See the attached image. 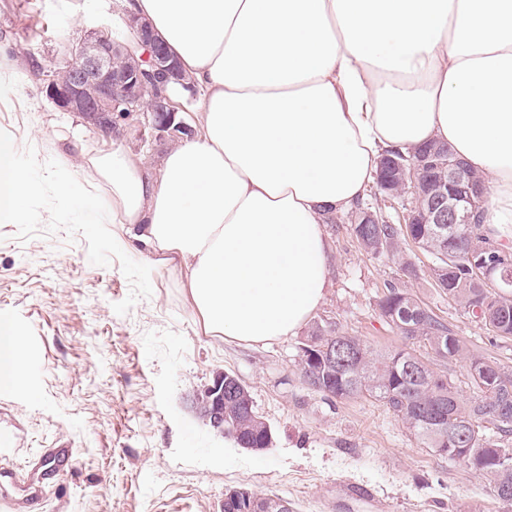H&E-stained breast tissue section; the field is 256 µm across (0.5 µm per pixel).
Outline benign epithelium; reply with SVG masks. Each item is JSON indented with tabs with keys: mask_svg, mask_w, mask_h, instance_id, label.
Listing matches in <instances>:
<instances>
[{
	"mask_svg": "<svg viewBox=\"0 0 512 512\" xmlns=\"http://www.w3.org/2000/svg\"><path fill=\"white\" fill-rule=\"evenodd\" d=\"M128 31L138 35L140 46L146 52L136 55V47L113 38L107 24H99L87 31L74 44L67 45L61 56L63 69L49 80L48 97L62 110L83 117L94 128L112 131V114L135 111V104L151 90L149 73L159 74L172 84H184L178 65L155 37L152 25L133 11H126ZM123 52L131 59V66L122 72L112 69V56ZM176 102L168 94L155 98L149 107V126L157 137L190 134V127L183 121L175 122ZM405 156L388 161L384 175L397 181L403 191L421 198L431 192L433 200L421 223L432 225L431 234L445 239L454 236L455 225L468 224L475 210V200L486 196L487 187L480 181L467 179V169L459 161L453 164L441 159L425 158L419 165L448 168L432 187L422 183H408L404 177ZM477 273L488 288L495 291L512 281V274L480 265ZM227 372L216 373L202 392L191 399L192 407L214 431L224 435V395Z\"/></svg>",
	"mask_w": 512,
	"mask_h": 512,
	"instance_id": "obj_1",
	"label": "benign epithelium"
}]
</instances>
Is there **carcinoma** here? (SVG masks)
Wrapping results in <instances>:
<instances>
[{
  "label": "carcinoma",
  "mask_w": 512,
  "mask_h": 512,
  "mask_svg": "<svg viewBox=\"0 0 512 512\" xmlns=\"http://www.w3.org/2000/svg\"><path fill=\"white\" fill-rule=\"evenodd\" d=\"M485 207L481 204L474 223L461 226L446 242L430 234L429 224L357 223L354 233L365 251L390 255L407 276L416 275V269L401 244L411 241L433 258L431 276L439 292L488 332L507 337L512 336V285L496 292L484 287L473 273V263L480 260L512 268V252L490 241L482 231ZM378 308L403 338L423 344L427 356L407 349L378 356L361 338L317 324L299 347L298 366L304 383L338 399L367 395L382 402L428 447L485 476L493 496L512 506V497L503 496V490H512V448L487 436L491 427L501 436L512 435V406L503 407L504 394L512 391V368L495 362L486 375L469 374L478 397L465 402L453 383L436 371L437 363L464 360L468 367L479 368L489 360L469 348L432 309L407 291L390 287ZM313 340L318 347L336 345V360L324 355L311 361ZM244 390L239 386L238 395L225 402L224 426L235 443L258 447L263 444L265 426L255 420L248 399L241 397ZM501 456L508 457L509 466L499 463Z\"/></svg>",
  "instance_id": "obj_1"
}]
</instances>
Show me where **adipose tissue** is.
Wrapping results in <instances>:
<instances>
[{"mask_svg": "<svg viewBox=\"0 0 512 512\" xmlns=\"http://www.w3.org/2000/svg\"><path fill=\"white\" fill-rule=\"evenodd\" d=\"M202 93L197 134L159 172L115 150L89 166L93 224L185 270L204 325L251 346L291 335L325 296L327 214L361 201L381 156L448 143L490 189L482 228L512 236V0H133ZM0 138V223L37 184ZM0 319V389L25 376Z\"/></svg>", "mask_w": 512, "mask_h": 512, "instance_id": "obj_1", "label": "adipose tissue"}]
</instances>
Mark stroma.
<instances>
[{"instance_id":"35a3bbf8","label":"stroma","mask_w":512,"mask_h":512,"mask_svg":"<svg viewBox=\"0 0 512 512\" xmlns=\"http://www.w3.org/2000/svg\"><path fill=\"white\" fill-rule=\"evenodd\" d=\"M126 0H0V62L12 92L0 136L38 189L25 219L0 223V317L23 331L32 361L0 390V496H36L35 512H219L227 490L287 498L291 512H512L485 476L421 443L381 402L338 400L304 385L298 347L308 331L247 346L206 331L182 273L125 241L121 224L84 223L57 189L93 179L88 157L120 150L159 169L174 139L152 136L142 114L88 128L46 95L64 44L99 23L123 28ZM328 286L313 320L336 322L376 353L405 347L380 316L388 286L414 293L469 347L512 367V336L488 333L434 288L430 255L410 254L415 277L357 243L350 213L324 227ZM238 375L269 423L261 452L217 435L191 399L219 371ZM72 448L65 466L50 451ZM362 487L366 496L353 494Z\"/></svg>"}]
</instances>
